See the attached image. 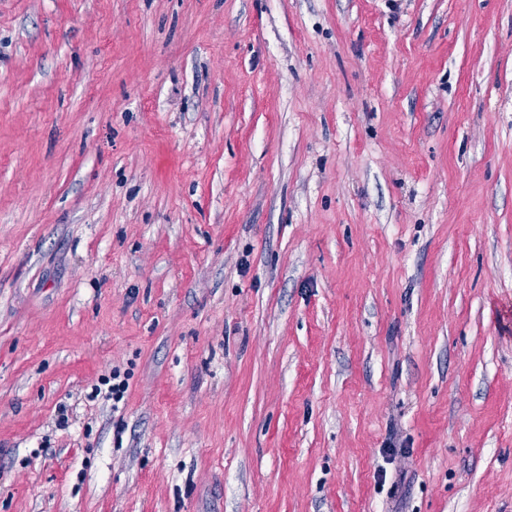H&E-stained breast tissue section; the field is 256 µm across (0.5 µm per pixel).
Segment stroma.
Here are the masks:
<instances>
[{
	"mask_svg": "<svg viewBox=\"0 0 512 512\" xmlns=\"http://www.w3.org/2000/svg\"><path fill=\"white\" fill-rule=\"evenodd\" d=\"M0 512H512V0H0Z\"/></svg>",
	"mask_w": 512,
	"mask_h": 512,
	"instance_id": "obj_1",
	"label": "stroma"
}]
</instances>
